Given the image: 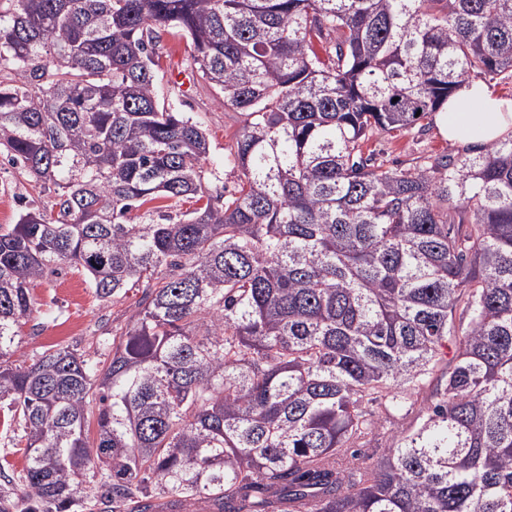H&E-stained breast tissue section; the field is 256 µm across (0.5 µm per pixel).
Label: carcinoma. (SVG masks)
Returning <instances> with one entry per match:
<instances>
[{
	"instance_id": "obj_1",
	"label": "carcinoma",
	"mask_w": 512,
	"mask_h": 512,
	"mask_svg": "<svg viewBox=\"0 0 512 512\" xmlns=\"http://www.w3.org/2000/svg\"><path fill=\"white\" fill-rule=\"evenodd\" d=\"M162 27L242 117L228 197L161 100ZM472 73L512 78V0H0V157L53 196L0 226L26 512H512V134L363 150ZM65 266L144 306L109 358L28 364L31 288ZM420 393L379 464L347 456Z\"/></svg>"
}]
</instances>
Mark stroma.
<instances>
[{
  "label": "stroma",
  "mask_w": 512,
  "mask_h": 512,
  "mask_svg": "<svg viewBox=\"0 0 512 512\" xmlns=\"http://www.w3.org/2000/svg\"><path fill=\"white\" fill-rule=\"evenodd\" d=\"M160 65L166 73V102L193 120L202 122L210 137V160L218 164L226 192H233L236 175L224 159L230 153L241 127V117L224 107L217 96L191 73L185 39L163 33ZM378 162L385 167H407L423 156L459 154V147L450 145L437 126L426 131L393 132L376 135L367 144ZM31 187L9 165L0 160V225L12 224L21 209L20 196L30 194ZM35 307L22 327L25 358L36 351L63 345L87 350L92 338L110 337L113 330L125 327L143 297L140 288H133L117 301L98 298L85 275L65 270L38 281L32 289ZM419 406L404 407L400 412L383 416L377 427L363 439L359 451L365 465L373 466L403 430L419 422Z\"/></svg>",
  "instance_id": "obj_1"
}]
</instances>
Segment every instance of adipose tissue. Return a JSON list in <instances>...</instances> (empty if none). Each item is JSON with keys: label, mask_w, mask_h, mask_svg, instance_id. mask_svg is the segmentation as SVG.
<instances>
[{"label": "adipose tissue", "mask_w": 512, "mask_h": 512, "mask_svg": "<svg viewBox=\"0 0 512 512\" xmlns=\"http://www.w3.org/2000/svg\"><path fill=\"white\" fill-rule=\"evenodd\" d=\"M435 123L449 143L460 147L486 146L512 132V101L499 99L476 81L448 100Z\"/></svg>", "instance_id": "obj_1"}]
</instances>
